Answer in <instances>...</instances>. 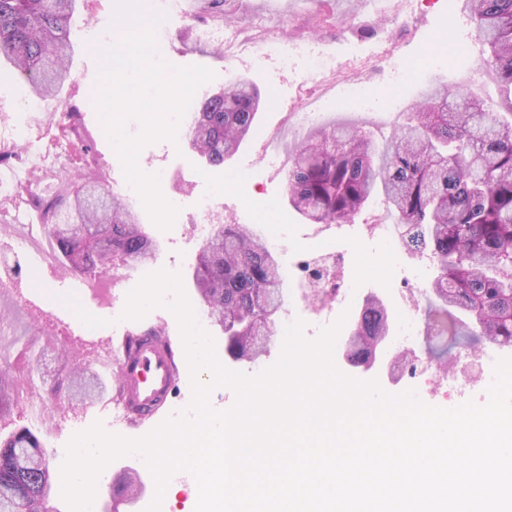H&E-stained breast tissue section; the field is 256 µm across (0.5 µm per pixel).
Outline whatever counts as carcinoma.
<instances>
[{"instance_id":"1","label":"carcinoma","mask_w":512,"mask_h":512,"mask_svg":"<svg viewBox=\"0 0 512 512\" xmlns=\"http://www.w3.org/2000/svg\"><path fill=\"white\" fill-rule=\"evenodd\" d=\"M80 2L0 0V58L38 98L52 96L69 75V23ZM468 2L489 45L487 63L512 90V0ZM260 105L247 78L203 97L190 116L191 150L210 166L224 164ZM286 186L289 206L313 224L351 222L381 187L407 228L406 248L437 265L426 319L437 355L463 338L512 353V121L484 111L472 92L444 91L428 96L415 121L380 151L366 132L319 126L290 153ZM35 203L72 270L95 276L109 262L132 267L152 254L137 215L96 179ZM192 279L226 335L225 356L251 362L270 352L274 326L249 339L253 325L281 307L279 260L261 237L242 224L216 225ZM388 330L386 306L366 300L348 334L351 362L369 358ZM41 457L40 441L27 428L0 441V512H47Z\"/></svg>"}]
</instances>
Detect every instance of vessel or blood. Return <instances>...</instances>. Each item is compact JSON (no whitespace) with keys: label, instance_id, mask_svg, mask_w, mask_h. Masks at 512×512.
<instances>
[{"label":"vessel or blood","instance_id":"vessel-or-blood-1","mask_svg":"<svg viewBox=\"0 0 512 512\" xmlns=\"http://www.w3.org/2000/svg\"><path fill=\"white\" fill-rule=\"evenodd\" d=\"M114 387L104 403H120L128 419L145 425L165 412L188 363H177L172 348L133 327L123 336L114 359Z\"/></svg>","mask_w":512,"mask_h":512}]
</instances>
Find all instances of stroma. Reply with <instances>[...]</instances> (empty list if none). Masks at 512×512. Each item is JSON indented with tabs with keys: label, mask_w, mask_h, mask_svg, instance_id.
Here are the masks:
<instances>
[{
	"label": "stroma",
	"mask_w": 512,
	"mask_h": 512,
	"mask_svg": "<svg viewBox=\"0 0 512 512\" xmlns=\"http://www.w3.org/2000/svg\"><path fill=\"white\" fill-rule=\"evenodd\" d=\"M155 3L169 12V0ZM185 7L189 17L169 12L162 25L163 34L157 39L161 58L173 66L212 70L213 79L203 86L207 92L248 77L268 102L258 113L250 137L222 166L211 167L194 157L184 122L176 140L143 147L138 159L141 170L158 177L164 198L179 209L167 229L155 224L137 191L128 187L96 109L82 106L85 92L97 83L93 46L115 40L107 31L113 0H84L73 16L70 31L77 49L70 76L57 95L43 100L41 111L28 110L27 85L10 64L0 65V128L28 132L8 166L18 189L51 198L72 190L78 183L77 173L93 172L104 187L122 190L124 201L138 211L145 232L157 244L146 264L110 269L92 279L69 271L58 256L52 260L56 273L49 276L28 253L14 254L28 286L20 299L0 294V315L7 321L6 333L0 334V370L14 394L10 415L0 420V439L19 427L30 428L56 474L73 437L93 425L130 439L150 434V427L132 428L98 401L79 403L65 392L52 395L51 389L72 378L76 370L94 366V348L116 350V338L125 324L127 294L143 276L162 269L179 274L194 310H201L191 274L202 247L196 226L203 220V203L220 204L232 223L256 230L276 253L285 296L277 324L299 321L306 339L318 337L325 320L291 301L298 282L295 256L339 253L348 260L345 311L356 315L366 295L376 294L388 308L392 334H399V302L406 284L430 283L435 266L367 232V225L382 220L385 205L380 196H373L350 224L341 226L309 223L289 207L286 174L269 168L262 152L268 142L276 141L285 155L301 140L305 131L293 124L294 113L305 109L323 113L325 125L362 129L381 147L395 126L413 120L417 104L437 84L451 91L477 93L490 111L512 112V89L486 67L488 50L475 32L466 0H457L452 10L438 0L394 20L378 14L371 0H187ZM225 17L240 23L245 41L260 34L287 37L294 47L293 58L284 66L214 53L200 34ZM433 37L443 43L468 42L471 53L459 56L445 46L429 52L428 41ZM386 49L398 51L411 73L385 97L381 87L386 78L375 72L374 64L377 54ZM351 83L362 84L363 100L344 95V87ZM69 104L81 108L71 136L59 126L60 114ZM39 221L36 211L20 217L10 200H0V237L24 233L33 248L51 250L52 242ZM33 399L49 404L48 419L30 416Z\"/></svg>",
	"instance_id": "stroma-1"
}]
</instances>
